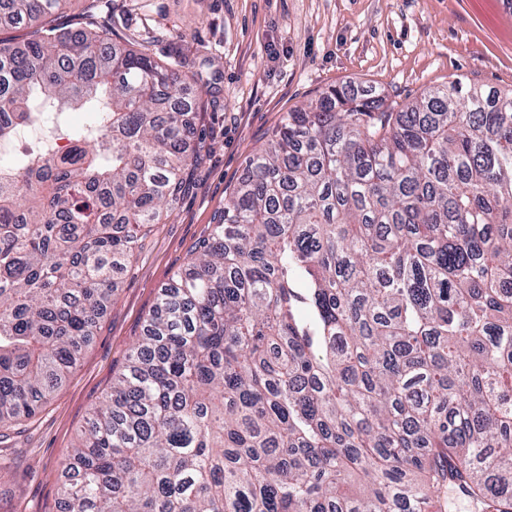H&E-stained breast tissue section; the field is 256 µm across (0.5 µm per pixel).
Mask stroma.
<instances>
[{
  "label": "stroma",
  "mask_w": 512,
  "mask_h": 512,
  "mask_svg": "<svg viewBox=\"0 0 512 512\" xmlns=\"http://www.w3.org/2000/svg\"><path fill=\"white\" fill-rule=\"evenodd\" d=\"M126 44L208 92L191 116L213 147L118 275L77 367L31 420L0 429V512H62L57 469L101 405L172 275L217 223L245 159L286 112L333 85L390 104L456 80L512 89V0H101Z\"/></svg>",
  "instance_id": "35a3bbf8"
}]
</instances>
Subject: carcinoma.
Returning <instances> with one entry per match:
<instances>
[{
  "mask_svg": "<svg viewBox=\"0 0 512 512\" xmlns=\"http://www.w3.org/2000/svg\"><path fill=\"white\" fill-rule=\"evenodd\" d=\"M0 0V427L34 417L211 145L96 6ZM58 475L66 512H512V90L331 86L249 157ZM66 142V143H65ZM68 140L55 136L54 126H33L29 129L22 130L17 135L16 141L8 146L7 150L11 154L21 152L31 145L42 147L46 153L56 155L65 150Z\"/></svg>",
  "mask_w": 512,
  "mask_h": 512,
  "instance_id": "1",
  "label": "carcinoma"
}]
</instances>
